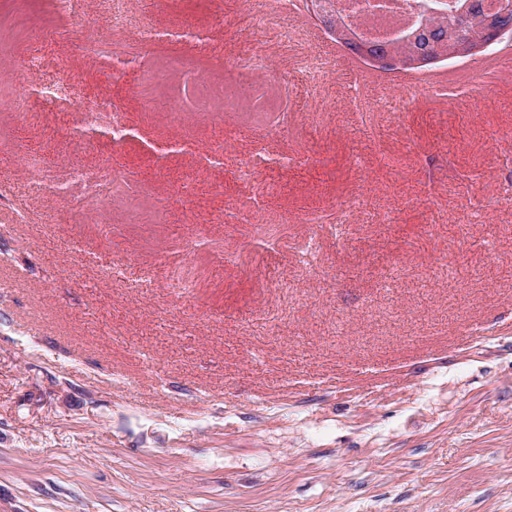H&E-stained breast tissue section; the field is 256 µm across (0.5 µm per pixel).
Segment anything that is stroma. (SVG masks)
Wrapping results in <instances>:
<instances>
[{
	"mask_svg": "<svg viewBox=\"0 0 512 512\" xmlns=\"http://www.w3.org/2000/svg\"><path fill=\"white\" fill-rule=\"evenodd\" d=\"M74 7L100 44L39 35L44 0H0V97L24 58L36 83L66 64L134 136L0 109V512H512V42L370 84L312 18L124 0L145 63L182 53L280 106L175 123L144 108L140 67L113 71L111 0ZM187 22L209 39L139 40ZM182 134L223 144V167L159 161L151 142ZM27 149L47 185L119 166L138 195L30 194ZM209 209L223 222L198 223Z\"/></svg>",
	"mask_w": 512,
	"mask_h": 512,
	"instance_id": "35a3bbf8",
	"label": "stroma"
}]
</instances>
